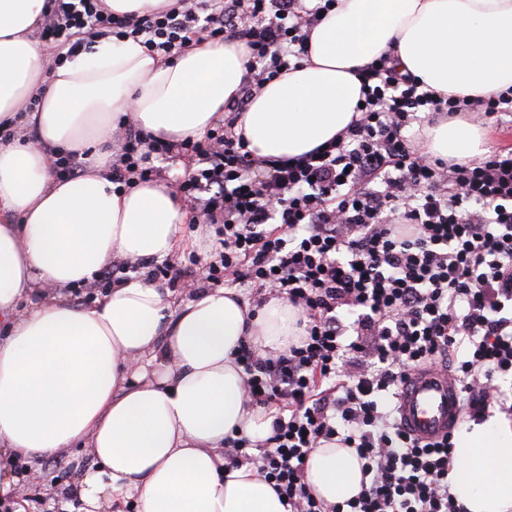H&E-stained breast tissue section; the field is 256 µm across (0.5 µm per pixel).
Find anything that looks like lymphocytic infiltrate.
Listing matches in <instances>:
<instances>
[{
  "label": "lymphocytic infiltrate",
  "instance_id": "obj_1",
  "mask_svg": "<svg viewBox=\"0 0 512 512\" xmlns=\"http://www.w3.org/2000/svg\"><path fill=\"white\" fill-rule=\"evenodd\" d=\"M336 0H166L116 14L104 0H47L39 37L75 49L81 34L140 39L150 55L245 39L243 99L201 140L169 144L134 126L119 135L114 182L151 180L154 155L188 165L178 190L193 223L223 227L218 261L200 282L250 288L254 307L288 301L302 315L287 349L239 346L249 405L273 413L262 439L225 437L224 468L253 466L287 512H466L450 487L453 435L421 443L403 432L395 395L412 369L456 379L463 419H512V149L448 162L412 126L458 113L499 121L512 86L486 97L440 95L379 58L360 68L356 119L295 157L260 156L234 126L246 96L308 54L312 27ZM463 357H456V350ZM352 449L362 488L317 498L306 461Z\"/></svg>",
  "mask_w": 512,
  "mask_h": 512
}]
</instances>
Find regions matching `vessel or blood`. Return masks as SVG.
I'll return each instance as SVG.
<instances>
[{
    "mask_svg": "<svg viewBox=\"0 0 512 512\" xmlns=\"http://www.w3.org/2000/svg\"><path fill=\"white\" fill-rule=\"evenodd\" d=\"M463 399L456 381L441 368H423L408 375L397 399L403 429L421 441L451 432L461 421Z\"/></svg>",
    "mask_w": 512,
    "mask_h": 512,
    "instance_id": "1",
    "label": "vessel or blood"
}]
</instances>
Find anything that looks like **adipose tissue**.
I'll list each match as a JSON object with an SVG mask.
<instances>
[{"label":"adipose tissue","instance_id":"adipose-tissue-1","mask_svg":"<svg viewBox=\"0 0 512 512\" xmlns=\"http://www.w3.org/2000/svg\"><path fill=\"white\" fill-rule=\"evenodd\" d=\"M45 2L0 0V123L14 128L0 143V495L18 481L12 460L81 446L96 461L80 479L83 512H110L118 494L138 512H286L255 470L225 472L223 448L272 421L245 404L240 342L287 348L297 310L276 299L254 311L224 288L176 306L141 275L89 305L70 296L114 253L163 258L178 245L187 214L167 180L113 183V133L129 114L157 139L202 138L241 94L246 42L207 41L166 63L139 41L95 36L54 67L32 37ZM382 56L444 95L497 93L512 86V0H337L308 60L254 92L236 127L259 155L306 153L348 125L354 71ZM32 97L41 105L25 111ZM425 148L458 162L489 151L464 120L428 128ZM68 153L82 177L53 173ZM454 459L468 512H512V422L462 428ZM306 473L331 503L361 489L347 448L313 450Z\"/></svg>","mask_w":512,"mask_h":512}]
</instances>
